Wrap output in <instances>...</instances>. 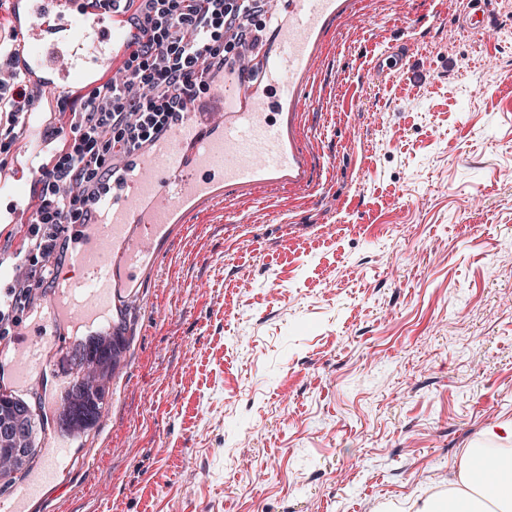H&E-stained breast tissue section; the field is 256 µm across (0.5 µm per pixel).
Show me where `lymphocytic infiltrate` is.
<instances>
[{
  "label": "lymphocytic infiltrate",
  "instance_id": "lymphocytic-infiltrate-1",
  "mask_svg": "<svg viewBox=\"0 0 512 512\" xmlns=\"http://www.w3.org/2000/svg\"><path fill=\"white\" fill-rule=\"evenodd\" d=\"M262 0H123L138 35L122 78L104 80L78 107L60 112L53 136L65 148L36 182L37 203L21 244L19 262L0 288V341L32 313V298L46 288L48 262L66 257L70 225L90 223L98 196L111 188L117 158L158 142L209 83L212 69L234 71L235 47L257 43L252 18ZM15 39L0 38V148L22 133V116L37 99L12 66Z\"/></svg>",
  "mask_w": 512,
  "mask_h": 512
}]
</instances>
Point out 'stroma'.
<instances>
[{"label":"stroma","mask_w":512,"mask_h":512,"mask_svg":"<svg viewBox=\"0 0 512 512\" xmlns=\"http://www.w3.org/2000/svg\"><path fill=\"white\" fill-rule=\"evenodd\" d=\"M459 0L330 19L304 80L308 189L226 188L129 308L109 408L30 512H414L512 420V20ZM403 44V65L375 71Z\"/></svg>","instance_id":"1"}]
</instances>
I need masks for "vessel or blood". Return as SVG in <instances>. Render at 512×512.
Returning a JSON list of instances; mask_svg holds the SVG:
<instances>
[{
  "mask_svg": "<svg viewBox=\"0 0 512 512\" xmlns=\"http://www.w3.org/2000/svg\"><path fill=\"white\" fill-rule=\"evenodd\" d=\"M341 6V0H289L287 16L270 17L272 49L245 55L220 96L195 101L155 148L129 158L113 191L96 202L103 221L74 227V275L38 308L31 330L0 353L16 383L42 375L46 349L63 323L104 322L111 306L136 297L141 272L156 268L158 244L169 239L185 211L221 194L225 185L249 188L263 175L307 184L305 159L269 118L261 84L272 83L279 106H294L300 78L315 66L321 30ZM12 12L21 44L15 64L26 83L49 91L98 86L100 71L125 57L136 34L118 0H12ZM23 123L33 147L0 177V193L11 199L0 223L11 226L26 223L33 204L27 178L54 143L40 106ZM70 465L67 449L47 452L16 486L7 512H28Z\"/></svg>",
  "mask_w": 512,
  "mask_h": 512,
  "instance_id": "obj_1",
  "label": "vessel or blood"
}]
</instances>
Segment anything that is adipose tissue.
<instances>
[{
    "label": "adipose tissue",
    "instance_id": "adipose-tissue-1",
    "mask_svg": "<svg viewBox=\"0 0 512 512\" xmlns=\"http://www.w3.org/2000/svg\"><path fill=\"white\" fill-rule=\"evenodd\" d=\"M480 457V452L472 450L461 458L445 512H512V458L505 460L496 484L482 485L475 479Z\"/></svg>",
    "mask_w": 512,
    "mask_h": 512
}]
</instances>
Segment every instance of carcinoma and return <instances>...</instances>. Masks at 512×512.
Here are the masks:
<instances>
[{"label":"carcinoma","mask_w":512,"mask_h":512,"mask_svg":"<svg viewBox=\"0 0 512 512\" xmlns=\"http://www.w3.org/2000/svg\"><path fill=\"white\" fill-rule=\"evenodd\" d=\"M127 348L125 325L111 322L79 340L63 356L69 365L80 359L82 369L92 371L93 376L83 381L82 388L71 385L66 391L59 414L60 432L80 436L96 426L106 406L115 369ZM16 425L26 429L22 441L0 433V483L5 486L36 465L45 426L39 409L12 393L1 392L0 427Z\"/></svg>","instance_id":"1"}]
</instances>
